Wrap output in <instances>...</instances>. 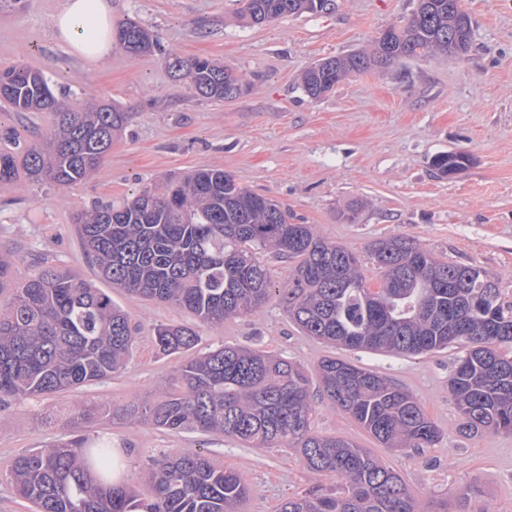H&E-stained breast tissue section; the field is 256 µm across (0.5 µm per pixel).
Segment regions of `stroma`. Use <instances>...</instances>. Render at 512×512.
Instances as JSON below:
<instances>
[{"label": "stroma", "instance_id": "35a3bbf8", "mask_svg": "<svg viewBox=\"0 0 512 512\" xmlns=\"http://www.w3.org/2000/svg\"><path fill=\"white\" fill-rule=\"evenodd\" d=\"M61 3L23 0L0 10V64L23 61L46 75L57 95L109 100L130 120L88 181L0 183V257L19 276L56 264L105 287L84 258L74 214L131 198L162 178L215 167L275 200L289 223L311 225L355 253L369 287L380 283L372 243L398 235L440 261L480 267L496 282L503 305L512 307V0H461L473 25L464 59H403L351 75L318 99L303 91V71L323 58L370 49L387 27L410 15L416 0H335L327 13L256 26L240 20L239 0H112L113 22L138 21L159 36L161 48L143 57L116 47L95 62L55 38ZM172 54L220 61L249 89L223 102L196 96L171 78ZM49 124L46 113L18 114L0 103V148L10 146L5 130L32 141ZM441 151L466 153L471 162L453 177L440 176L431 159ZM353 203L359 210L349 222L341 213ZM111 295L140 329L134 356L105 382L0 407V512L32 510L9 482L12 461L73 434L127 449L124 481L143 500L154 495L145 477L150 458L184 449H205L244 475L252 492L239 512H278L284 499L312 486H339L336 476L310 471L292 448H252L221 434L171 433L114 417L116 409L157 397L181 361L155 347L160 324L194 327L200 350L232 344L271 351L312 377L322 359L336 357L391 378L439 429L433 447H380L346 412L321 400L314 404L313 431L367 448L401 476L422 512H512V433L461 431L448 391L459 347L417 356L350 351L306 336L274 299L256 313L210 326L119 288ZM91 404L101 407L100 415L72 419L74 406ZM470 485L481 489V498L460 503Z\"/></svg>", "mask_w": 512, "mask_h": 512}]
</instances>
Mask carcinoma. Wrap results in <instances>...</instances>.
<instances>
[{"mask_svg":"<svg viewBox=\"0 0 512 512\" xmlns=\"http://www.w3.org/2000/svg\"><path fill=\"white\" fill-rule=\"evenodd\" d=\"M332 0H242L240 18L263 24L320 14ZM472 21L461 0H417L411 16L388 27L369 52L322 59L301 76L318 99L348 76L386 68L407 57L470 48ZM117 44L137 55L155 51L156 34L127 20ZM171 76L196 95L224 101L246 90L233 69L204 57L169 58ZM233 95H228V91ZM0 101L15 112H46L50 130L26 145L22 165L0 151V182L16 178L57 186L84 181L125 130L128 112L114 104H78L58 97L41 72L17 62L0 66ZM465 170L470 157L442 152L431 166ZM86 260L114 288L188 311L201 323L251 313L277 298L301 331L349 350L413 356L464 346L448 379L464 433H512V311L481 268L437 260L412 240H377L371 256L382 270L365 285L360 259L290 224L273 200L241 188L221 169H199L145 189L119 204L74 216ZM271 249L296 261L286 288L273 287L257 254ZM0 405L101 383L132 357L137 328L105 291L54 266L24 278L0 257ZM154 344L168 353L195 349L190 326L160 324ZM318 389L286 358L224 344L181 364L161 395L133 404L127 415L158 429L221 433L251 447L298 449L307 468L344 484L321 485L286 499L279 512H418L392 468L341 437L312 431L316 397L348 413L379 444L421 450L439 431L416 400L379 372L336 357L318 366ZM155 495L137 499L112 482V448L85 436L32 449L15 458L11 484L36 512H234L250 486L236 471L215 466L201 450L162 452L150 459Z\"/></svg>","mask_w":512,"mask_h":512,"instance_id":"cac0c4a2","label":"carcinoma"}]
</instances>
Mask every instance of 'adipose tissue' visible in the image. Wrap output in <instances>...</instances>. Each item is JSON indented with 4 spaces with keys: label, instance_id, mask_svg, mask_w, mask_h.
<instances>
[{
    "label": "adipose tissue",
    "instance_id": "adipose-tissue-1",
    "mask_svg": "<svg viewBox=\"0 0 512 512\" xmlns=\"http://www.w3.org/2000/svg\"><path fill=\"white\" fill-rule=\"evenodd\" d=\"M53 26L76 56L99 61L112 53V0H64Z\"/></svg>",
    "mask_w": 512,
    "mask_h": 512
}]
</instances>
